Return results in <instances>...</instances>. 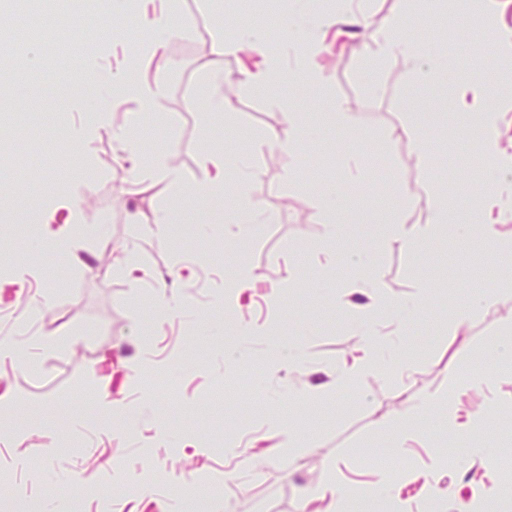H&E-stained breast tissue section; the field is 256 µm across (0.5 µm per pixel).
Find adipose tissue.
Here are the masks:
<instances>
[{"label":"adipose tissue","instance_id":"ef3b65f1","mask_svg":"<svg viewBox=\"0 0 512 512\" xmlns=\"http://www.w3.org/2000/svg\"><path fill=\"white\" fill-rule=\"evenodd\" d=\"M347 23L362 28L367 25L365 15L355 10L334 17L309 14L298 8L284 16L283 38L277 45H269L260 31L246 26L233 38L212 42L208 55L214 58L227 53H262L261 64L255 69L246 70L240 81L241 87L248 89L270 87L273 79L283 72L287 58L291 57L295 60V74L307 84L321 89L326 83L321 58L327 51V42L329 38L339 37L341 26ZM374 43L375 51L371 60L374 67L379 68L394 61L402 62L416 86L430 84L437 78L438 72L426 49L410 39L400 24L378 30ZM511 113L512 101L503 100L484 106L474 114L472 129L477 134L478 150L482 157L477 174L479 178L489 179L490 185L480 193L472 214L456 210L448 194L430 192L425 197V223L387 225L376 243L375 256L357 251L351 254L350 260L357 267L359 276L354 287H342L335 303L340 308L351 305L353 290H362L366 300L356 305L357 328L366 344L349 364L337 368L331 391L343 393L361 378L373 375L385 364L393 362L394 356L391 350L386 349L385 340L396 335L397 325L404 323L416 309V298L396 300L385 291L382 269L376 258L378 252L395 243L415 251L449 230L461 240L468 239L476 231L485 242L512 250V232L507 229L508 224L512 223V180L507 177L508 172L512 171V151L505 148L501 140L502 124ZM233 169L240 192L235 199V215L224 226V237L243 244L257 235L264 221V212L246 190L255 175L249 160L237 158ZM341 208L342 195L335 186L329 187L315 201V210L324 228L318 244L321 252H328L333 244L346 235ZM492 381L490 374L478 368L472 369L462 381L458 380L456 374H449L445 388L414 402L406 414L387 416L378 422L376 433L387 442L389 448L400 450L408 441L415 439L414 422L425 409H445L450 406L452 395L458 387L482 392L491 387Z\"/></svg>","mask_w":512,"mask_h":512}]
</instances>
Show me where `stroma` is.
I'll list each match as a JSON object with an SVG mask.
<instances>
[{
  "label": "stroma",
  "instance_id": "35a3bbf8",
  "mask_svg": "<svg viewBox=\"0 0 512 512\" xmlns=\"http://www.w3.org/2000/svg\"><path fill=\"white\" fill-rule=\"evenodd\" d=\"M293 6V0H163L180 30L167 49L177 65L151 66L150 78L166 95L137 135L143 154L161 155L165 168L179 172L176 186L160 180L142 193L133 183L135 164L122 147L134 101L117 107L108 97L92 113L76 104L99 71H110L116 83L134 79V63L147 48L138 0H127L107 51L91 52L98 29L89 22L70 30V41L88 48L78 78L46 69L11 97L10 114L0 116V179L11 181L17 203L0 215V340L13 341L27 361L0 360V512H14L21 502L52 512L53 502L72 496L82 512H187L182 490L189 486L210 501V512H224L228 501L236 512H332V498L309 506L304 493L332 481L344 491L380 482L392 456L373 434L376 421L446 386L449 373L464 376L477 364L493 375V386L462 395L461 403L484 414L486 435L504 448L499 427L512 422V366L498 365L488 349L501 332L499 318L512 316V302L498 315L476 316L462 331L448 329L450 309L512 276V257L477 236L461 241L449 233L417 252L395 245L378 255L389 295L422 296L419 312L400 330L411 374L385 369L337 397H298L330 382L361 343L355 313L336 309L321 280L324 257L313 248L322 232L316 196L343 186V220L364 223L337 250L370 255L391 221L424 223L426 185L456 197L471 190L464 175L480 157L453 92L472 66L470 46L449 41L430 0H362L367 29L330 46L329 98L283 72L278 88L314 131L294 152L272 142L288 133L273 92L240 87L239 55L219 63L223 111H207L205 45L246 22L280 32ZM395 20L430 56L452 58L454 74L417 90L401 63L372 67L371 34ZM333 97L351 110L352 130L343 139L325 126ZM59 112L68 127L82 130L62 148L60 131L43 121ZM411 112L424 113L428 123L432 164L425 174L401 128ZM212 152L228 162L247 154L256 166L249 192L272 221L249 244L224 239L231 195L190 192L214 177L215 168L203 161ZM350 152L363 155L366 180L348 177ZM162 210L179 216L165 247L135 231ZM41 236L68 245L35 250ZM134 251L141 255L137 270L125 262ZM243 263L264 283L225 301L224 284ZM161 282L171 303L164 318L154 296ZM272 284L285 287L279 300L269 295ZM244 325L271 334L244 342L247 360H225L226 341ZM289 343L305 352L304 365L268 369V347ZM101 388L109 393L104 404L96 397ZM139 407L146 416L131 425L124 414ZM273 418L304 444L296 461L279 448ZM416 425L425 440L392 458L411 472L399 496L412 512H429L433 491L442 512H456L491 483L512 501V476L496 465L457 466L471 442L453 434L442 413L427 412ZM221 437L235 448L218 445Z\"/></svg>",
  "mask_w": 512,
  "mask_h": 512
}]
</instances>
